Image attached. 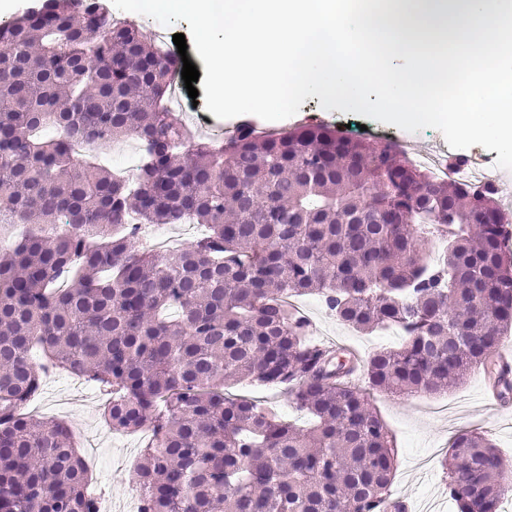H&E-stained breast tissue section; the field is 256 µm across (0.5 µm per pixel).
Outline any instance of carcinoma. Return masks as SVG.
Here are the masks:
<instances>
[{
	"label": "carcinoma",
	"mask_w": 512,
	"mask_h": 512,
	"mask_svg": "<svg viewBox=\"0 0 512 512\" xmlns=\"http://www.w3.org/2000/svg\"><path fill=\"white\" fill-rule=\"evenodd\" d=\"M111 17L110 0H40L0 25V226L27 227L0 246V512H99L69 425L26 411L50 370L97 386L111 431L151 432L139 512H403L368 391L435 395L481 368L512 399L493 360L512 339L495 190L433 182L390 141L325 124L192 142L166 105L180 62ZM129 138L130 179L73 150ZM184 222L206 233L137 246ZM301 295L403 343L330 349L290 307ZM243 383L286 388L313 424L226 393ZM502 461L476 430L449 441L457 512H501Z\"/></svg>",
	"instance_id": "obj_1"
}]
</instances>
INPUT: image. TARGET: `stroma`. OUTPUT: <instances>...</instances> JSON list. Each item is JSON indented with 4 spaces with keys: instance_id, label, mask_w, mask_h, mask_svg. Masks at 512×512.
<instances>
[{
    "instance_id": "stroma-1",
    "label": "stroma",
    "mask_w": 512,
    "mask_h": 512,
    "mask_svg": "<svg viewBox=\"0 0 512 512\" xmlns=\"http://www.w3.org/2000/svg\"><path fill=\"white\" fill-rule=\"evenodd\" d=\"M318 122L348 127L350 135L367 139H390L401 133L396 126L364 116L323 109L316 97L307 98L295 115L276 121L275 126L281 129ZM295 303L315 320L328 344L347 347L359 356L387 346L398 347L403 341L402 335L389 337L381 330L371 334L356 332L336 321L318 298L299 297ZM485 385L482 374L475 371L463 385L431 397L403 400L384 392L370 393L372 406L392 432L398 448L392 489L396 495L411 500L416 512H457L440 465L448 448L450 428L479 429L505 458L512 460V403L486 405ZM232 392L274 407L297 425L309 422L284 390L241 384ZM104 402V395L96 387L59 372L45 378L30 410L38 417L71 425L80 451L90 454L92 488L99 495L104 512H135L134 471L149 433L144 430L117 435L109 431L102 418Z\"/></svg>"
}]
</instances>
